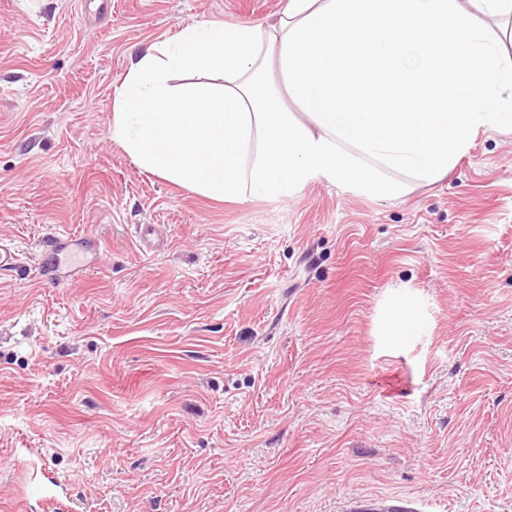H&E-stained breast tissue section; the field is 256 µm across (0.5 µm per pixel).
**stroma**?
Segmentation results:
<instances>
[{
	"label": "stroma",
	"instance_id": "1",
	"mask_svg": "<svg viewBox=\"0 0 512 512\" xmlns=\"http://www.w3.org/2000/svg\"><path fill=\"white\" fill-rule=\"evenodd\" d=\"M284 5L0 0V512H512V133L393 202L211 200L112 139L133 58ZM51 252L50 261L47 267L50 272H57L59 269L64 268L68 270V277L81 269V266L77 265L76 259L72 256L73 249H67L66 247L54 246Z\"/></svg>",
	"mask_w": 512,
	"mask_h": 512
}]
</instances>
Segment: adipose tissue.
Segmentation results:
<instances>
[{
    "instance_id": "ef3b65f1",
    "label": "adipose tissue",
    "mask_w": 512,
    "mask_h": 512,
    "mask_svg": "<svg viewBox=\"0 0 512 512\" xmlns=\"http://www.w3.org/2000/svg\"><path fill=\"white\" fill-rule=\"evenodd\" d=\"M512 131V0H287L269 25L206 21L131 62L112 138L216 200L326 182L382 201Z\"/></svg>"
}]
</instances>
